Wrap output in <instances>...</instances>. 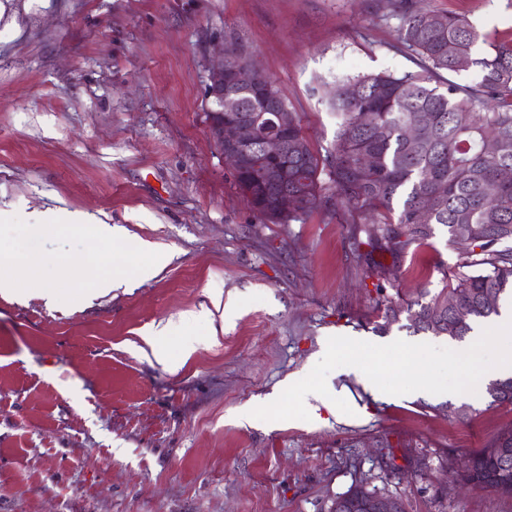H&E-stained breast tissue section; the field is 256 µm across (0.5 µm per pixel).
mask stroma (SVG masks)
<instances>
[{"instance_id":"stroma-1","label":"stroma","mask_w":512,"mask_h":512,"mask_svg":"<svg viewBox=\"0 0 512 512\" xmlns=\"http://www.w3.org/2000/svg\"><path fill=\"white\" fill-rule=\"evenodd\" d=\"M378 0H0V218L83 211L169 256L154 278L87 303L0 293V512H330L365 484L405 512H512L461 480L512 405L377 395L357 368L326 379L321 422H266L329 337L451 346L385 317L465 272L436 227L392 259L333 203L286 223L251 208L211 139L209 66L240 44L314 152L330 150L338 80L418 72ZM487 43L512 42V0H426ZM222 290V313L201 317ZM159 343L166 364L143 348ZM196 350L183 356L185 342Z\"/></svg>"}]
</instances>
